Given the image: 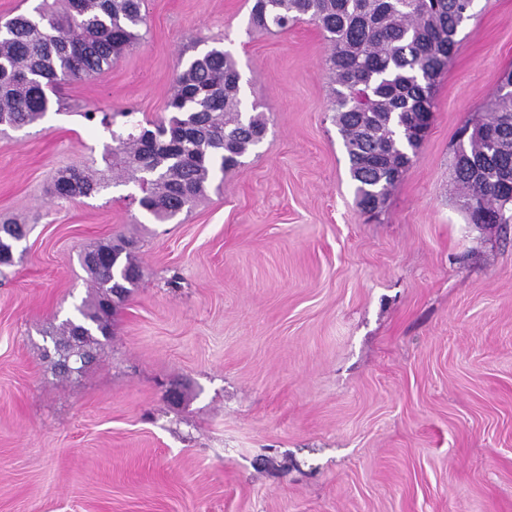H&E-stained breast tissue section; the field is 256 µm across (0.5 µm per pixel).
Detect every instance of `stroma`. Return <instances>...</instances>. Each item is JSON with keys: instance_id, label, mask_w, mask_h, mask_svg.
<instances>
[{"instance_id": "1", "label": "stroma", "mask_w": 512, "mask_h": 512, "mask_svg": "<svg viewBox=\"0 0 512 512\" xmlns=\"http://www.w3.org/2000/svg\"><path fill=\"white\" fill-rule=\"evenodd\" d=\"M250 7L147 0L144 40L0 133V219L31 227L0 275V512H512V223L467 224L454 194L458 132L512 67V0H474L374 215L320 29L258 32ZM214 47L268 120L221 190L166 223L129 184L53 196L57 171L104 165L84 106L169 118L181 60ZM119 237L142 278L60 376L45 334L92 294L78 255Z\"/></svg>"}]
</instances>
